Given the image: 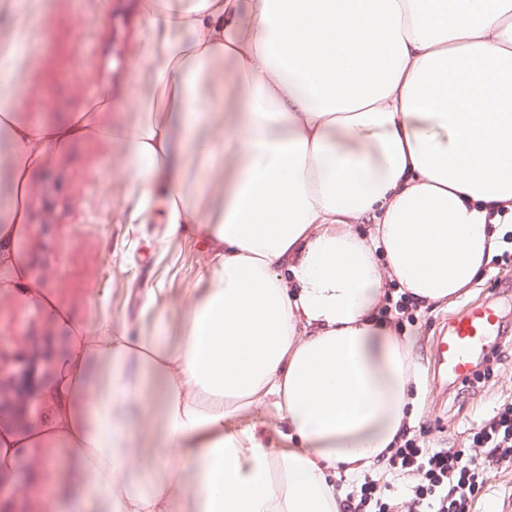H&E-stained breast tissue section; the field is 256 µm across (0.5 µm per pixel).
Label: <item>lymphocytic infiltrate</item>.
<instances>
[{"instance_id": "1", "label": "lymphocytic infiltrate", "mask_w": 512, "mask_h": 512, "mask_svg": "<svg viewBox=\"0 0 512 512\" xmlns=\"http://www.w3.org/2000/svg\"><path fill=\"white\" fill-rule=\"evenodd\" d=\"M418 302L391 287L378 308V320L401 329L414 324ZM512 465V402L495 407L471 432L465 448H428L412 428L399 433L382 457V479L364 475L342 501L341 512H472L486 494L494 469Z\"/></svg>"}]
</instances>
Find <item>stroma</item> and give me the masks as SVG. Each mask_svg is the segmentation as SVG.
<instances>
[{
    "label": "stroma",
    "instance_id": "35a3bbf8",
    "mask_svg": "<svg viewBox=\"0 0 512 512\" xmlns=\"http://www.w3.org/2000/svg\"><path fill=\"white\" fill-rule=\"evenodd\" d=\"M37 2L19 22L0 0V46L18 47L29 29L41 31L31 43L34 59L5 72L17 88L21 116L57 123L85 110L103 128L131 121L132 101L147 88L141 56L149 32L136 23L137 0ZM128 166L118 141L91 136L48 150L28 175L27 233L19 254L28 283L50 295L55 307L31 305L17 291L0 295V347L45 360L48 372L19 433L54 418L73 329L122 325L135 336L160 326L174 336L188 295L205 286L207 252L200 239L168 235L162 224L129 222ZM150 292L155 302L149 307ZM482 305L496 306L503 335H512V255L493 254L470 294L419 307L415 325L402 331L423 381L410 424L423 428L429 447L466 446L470 428L498 404L512 402V342L475 387L463 392L454 383L444 393L435 387L438 336L457 313Z\"/></svg>",
    "mask_w": 512,
    "mask_h": 512
}]
</instances>
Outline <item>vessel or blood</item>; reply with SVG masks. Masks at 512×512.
I'll return each mask as SVG.
<instances>
[{
	"mask_svg": "<svg viewBox=\"0 0 512 512\" xmlns=\"http://www.w3.org/2000/svg\"><path fill=\"white\" fill-rule=\"evenodd\" d=\"M494 308L468 310L453 319L449 335L439 337L436 361L454 381L467 384L474 377L476 362L483 356L488 336L498 328Z\"/></svg>",
	"mask_w": 512,
	"mask_h": 512,
	"instance_id": "obj_1",
	"label": "vessel or blood"
}]
</instances>
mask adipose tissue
Returning a JSON list of instances; mask_svg holds the SVG:
<instances>
[{"instance_id": "1", "label": "adipose tissue", "mask_w": 512, "mask_h": 512, "mask_svg": "<svg viewBox=\"0 0 512 512\" xmlns=\"http://www.w3.org/2000/svg\"><path fill=\"white\" fill-rule=\"evenodd\" d=\"M142 20L149 89L113 129L129 220L198 230L206 286L179 336L78 338L55 419L0 430V460L61 445L46 470L66 459L81 482L29 487L57 512H340L338 475L377 463L422 389L374 315L387 283L452 302L512 222V0H143ZM92 131L85 113L21 119L0 80V293L24 288L29 171ZM260 404L285 448L230 429Z\"/></svg>"}]
</instances>
